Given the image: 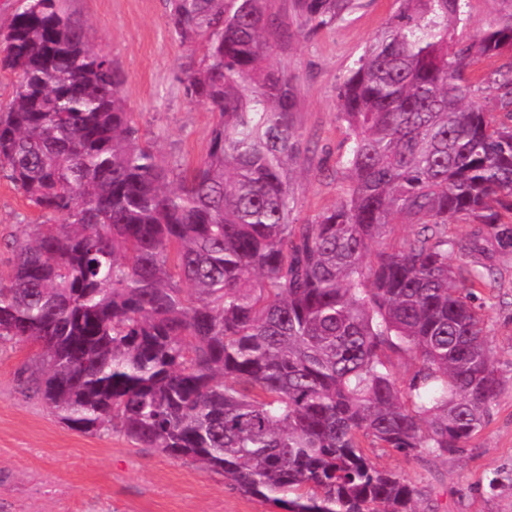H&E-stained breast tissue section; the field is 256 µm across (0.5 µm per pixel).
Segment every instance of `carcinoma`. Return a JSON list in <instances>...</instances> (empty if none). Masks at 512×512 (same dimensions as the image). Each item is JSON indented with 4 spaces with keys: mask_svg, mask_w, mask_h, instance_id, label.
<instances>
[{
    "mask_svg": "<svg viewBox=\"0 0 512 512\" xmlns=\"http://www.w3.org/2000/svg\"><path fill=\"white\" fill-rule=\"evenodd\" d=\"M60 2L22 0L0 30L17 76L0 172L47 215L0 272V344L41 346L32 382L76 430L192 458L285 512H421L369 452L458 453L501 391L473 299L492 275L476 257L512 248V62L468 68L512 51V17L460 42L468 0H401L339 89L347 187L295 224V95L269 63L292 32L269 0H168L171 35L204 49L184 94L215 115L179 174ZM345 3L297 0L314 30ZM461 216L469 234L448 235Z\"/></svg>",
    "mask_w": 512,
    "mask_h": 512,
    "instance_id": "cac0c4a2",
    "label": "carcinoma"
}]
</instances>
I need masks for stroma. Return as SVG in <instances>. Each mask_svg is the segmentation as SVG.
Listing matches in <instances>:
<instances>
[{
  "mask_svg": "<svg viewBox=\"0 0 512 512\" xmlns=\"http://www.w3.org/2000/svg\"><path fill=\"white\" fill-rule=\"evenodd\" d=\"M400 0H349L336 22L308 32L297 0H272L296 37L275 45L270 62L288 76L296 106L301 159L293 173V220L306 224L335 206L346 187L349 149L338 113V89L366 45L398 12ZM89 44L108 54L124 77V95L144 141L170 169L190 167L206 153L215 116L185 96L181 78L202 50L174 40L166 0H63ZM512 15V0H469L454 30L467 41ZM41 216L0 175V272L5 243L23 238ZM492 293L474 301L500 361L502 391L483 430L463 452L412 458L383 448L371 458L424 487L428 512H512V487L490 491L486 478L512 472V251L492 248ZM40 348L0 345V512H282L233 488L223 473L189 458L140 448L122 433L85 434L67 427L29 384Z\"/></svg>",
  "mask_w": 512,
  "mask_h": 512,
  "instance_id": "35a3bbf8",
  "label": "stroma"
}]
</instances>
